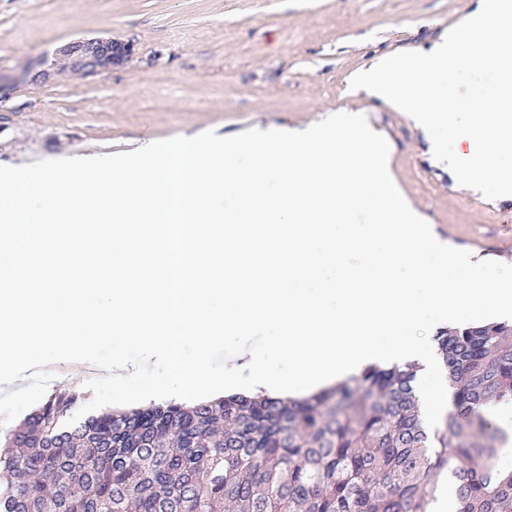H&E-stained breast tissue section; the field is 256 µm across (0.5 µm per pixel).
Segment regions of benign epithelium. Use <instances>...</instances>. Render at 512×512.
<instances>
[{"label":"benign epithelium","instance_id":"1","mask_svg":"<svg viewBox=\"0 0 512 512\" xmlns=\"http://www.w3.org/2000/svg\"><path fill=\"white\" fill-rule=\"evenodd\" d=\"M134 52L133 41L108 37L68 42L57 49L56 55L65 61L66 69L87 78L123 66ZM56 76L55 66L45 67L39 60L27 62L14 77L0 75V109L12 98L18 86L44 85Z\"/></svg>","mask_w":512,"mask_h":512}]
</instances>
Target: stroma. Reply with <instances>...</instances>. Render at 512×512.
I'll use <instances>...</instances> for the list:
<instances>
[{"label": "stroma", "mask_w": 512, "mask_h": 512, "mask_svg": "<svg viewBox=\"0 0 512 512\" xmlns=\"http://www.w3.org/2000/svg\"><path fill=\"white\" fill-rule=\"evenodd\" d=\"M475 0H0V73L58 46L131 39L112 72L19 86L0 110V165L117 153L207 130L301 128L364 108L435 237L512 263V196L486 199L436 162L431 139L350 90L379 58L426 51Z\"/></svg>", "instance_id": "obj_1"}]
</instances>
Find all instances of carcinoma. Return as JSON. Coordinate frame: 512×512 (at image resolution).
Listing matches in <instances>:
<instances>
[{"label":"carcinoma","instance_id":"carcinoma-1","mask_svg":"<svg viewBox=\"0 0 512 512\" xmlns=\"http://www.w3.org/2000/svg\"><path fill=\"white\" fill-rule=\"evenodd\" d=\"M455 389L425 426L418 366L371 367L304 399L233 393L150 404L64 426L53 391L5 436L0 512H429L451 470L458 512H512V473L479 408L512 397V325L444 330Z\"/></svg>","mask_w":512,"mask_h":512}]
</instances>
